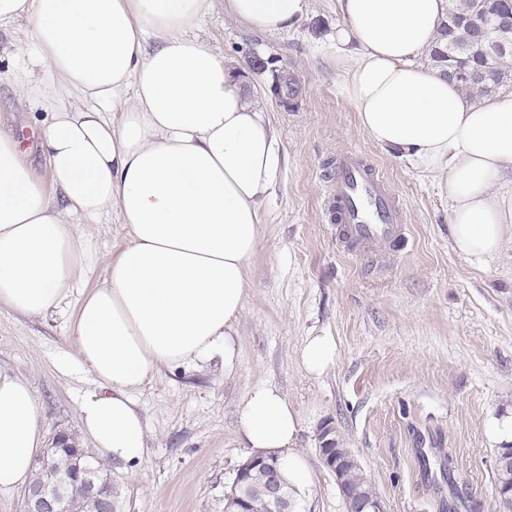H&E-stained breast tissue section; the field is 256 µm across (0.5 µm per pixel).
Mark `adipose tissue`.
Returning a JSON list of instances; mask_svg holds the SVG:
<instances>
[{"instance_id":"adipose-tissue-1","label":"adipose tissue","mask_w":512,"mask_h":512,"mask_svg":"<svg viewBox=\"0 0 512 512\" xmlns=\"http://www.w3.org/2000/svg\"><path fill=\"white\" fill-rule=\"evenodd\" d=\"M206 0H0V29L29 22L36 61L89 108L44 98L40 134L52 187L0 129V307L39 317L79 277L104 268L70 328L96 392L80 419L98 457L134 468L147 457L135 395L164 368L231 364L275 180V132L245 82L195 29ZM308 0H227L230 17L277 34ZM448 0H336L345 25L329 41L361 129L386 151L438 175L454 250L484 266L512 234V92L477 106L422 58ZM156 47H149V40ZM126 100L118 118L103 105ZM116 213L124 248L105 258L92 219ZM239 440L277 455L305 485L299 415L276 388L240 400ZM30 381L0 365V490L26 483L43 448Z\"/></svg>"}]
</instances>
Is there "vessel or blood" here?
Returning a JSON list of instances; mask_svg holds the SVG:
<instances>
[{"label": "vessel or blood", "mask_w": 512, "mask_h": 512, "mask_svg": "<svg viewBox=\"0 0 512 512\" xmlns=\"http://www.w3.org/2000/svg\"><path fill=\"white\" fill-rule=\"evenodd\" d=\"M325 207L339 241L351 249L363 250L404 232V211L394 191L354 151L337 155Z\"/></svg>", "instance_id": "vessel-or-blood-1"}]
</instances>
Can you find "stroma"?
Masks as SVG:
<instances>
[{"instance_id":"1","label":"stroma","mask_w":512,"mask_h":512,"mask_svg":"<svg viewBox=\"0 0 512 512\" xmlns=\"http://www.w3.org/2000/svg\"><path fill=\"white\" fill-rule=\"evenodd\" d=\"M224 2L210 0L197 33L246 78L277 134L280 167L262 207L232 375L220 363L165 369L136 396L149 455L134 469L112 468L129 512H224V492L249 455L237 406L263 383L301 419L296 449L311 466L305 512H346L318 454L326 426L354 454L384 512H491L495 423L512 414V241L482 267L459 256L437 177L359 127L327 41L341 21L336 0H310L299 25L276 35L234 22ZM27 27L21 20L0 29V127L48 185L41 101L56 79L33 64ZM256 57L264 68L252 67ZM277 72L295 89L284 102L269 92ZM347 148L372 160L402 203L400 246L379 244L356 258L337 240L323 185ZM75 315L72 304L39 318L0 308V363L32 382L49 437L80 434V402L97 388L74 360ZM315 334L337 346L319 376L299 361Z\"/></svg>"}]
</instances>
